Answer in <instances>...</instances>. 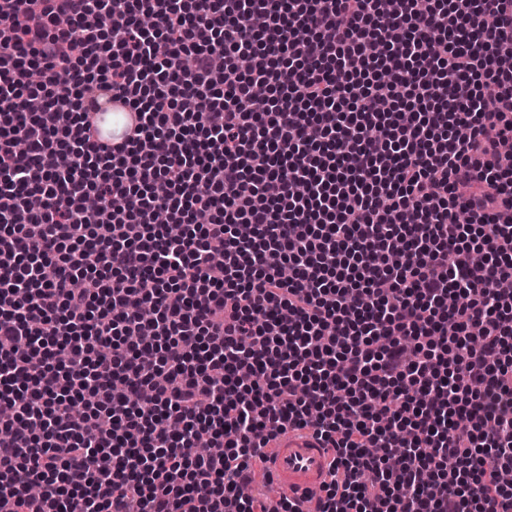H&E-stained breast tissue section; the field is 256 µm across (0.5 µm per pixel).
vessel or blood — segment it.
<instances>
[{"mask_svg":"<svg viewBox=\"0 0 512 512\" xmlns=\"http://www.w3.org/2000/svg\"><path fill=\"white\" fill-rule=\"evenodd\" d=\"M275 458L266 476L278 494L311 512V494L330 480L333 455L310 428L287 430L273 443Z\"/></svg>","mask_w":512,"mask_h":512,"instance_id":"1","label":"vessel or blood"}]
</instances>
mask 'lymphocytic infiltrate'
<instances>
[{"label": "lymphocytic infiltrate", "instance_id": "f902f5d3", "mask_svg": "<svg viewBox=\"0 0 512 512\" xmlns=\"http://www.w3.org/2000/svg\"><path fill=\"white\" fill-rule=\"evenodd\" d=\"M507 44L512 0H0V508L300 512L249 489L298 426L314 512H512Z\"/></svg>", "mask_w": 512, "mask_h": 512}]
</instances>
